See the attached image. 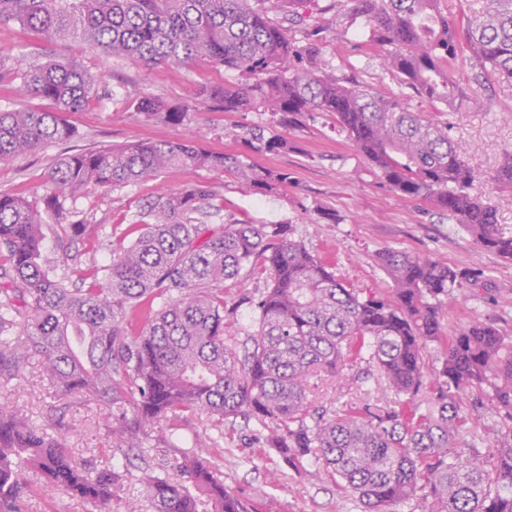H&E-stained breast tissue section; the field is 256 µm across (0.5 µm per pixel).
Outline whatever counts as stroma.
<instances>
[{
	"instance_id": "obj_1",
	"label": "stroma",
	"mask_w": 512,
	"mask_h": 512,
	"mask_svg": "<svg viewBox=\"0 0 512 512\" xmlns=\"http://www.w3.org/2000/svg\"><path fill=\"white\" fill-rule=\"evenodd\" d=\"M350 6H343L336 21L321 34L327 59L338 76L378 88L385 95L403 98L425 119L446 127L465 146L463 159L476 173L474 186L495 208L498 225L512 235V188L492 183L503 157L512 154V81L484 70L469 51L459 52L450 64V78L461 93L456 110L407 94L400 80L384 73L376 58L362 49L361 22L351 21ZM35 62L64 56L76 58L91 74L101 76L98 97L85 108L69 113L77 135L75 149L121 146L137 141L196 139L203 147L230 154L246 153L259 166L287 169L292 182L276 193L245 192L229 173L189 167L176 176L165 174L118 190L96 192L68 202L71 211L84 215L91 237L102 239L96 252H78L66 260V268L86 263H107L113 245L131 241L133 215L145 204L173 188L210 186L226 215L249 224H290L307 247L331 262L339 278L363 294L387 293L390 280L376 264L382 248L408 253H428L449 266L471 275L458 299L443 308L444 333H453L469 321L493 322L504 335L512 336V263L481 249L461 226L439 214L424 200H409L384 182L381 173L361 156L337 126L333 116L317 112L285 131L291 147L280 153L246 151L236 133L244 127L265 126L271 121L261 112H221L210 104H197L186 126L146 120L134 102L150 94L169 103L189 100L201 85L238 84L237 73L199 60L182 66L145 67L124 57H108L78 39L44 42L16 23L0 24V107L43 109L46 101L18 96L17 80L9 70L17 55ZM64 152L55 145L24 154L0 166V192L39 200L45 177ZM335 212V221L322 211ZM266 287L262 272H242L224 284V321L230 344L243 351L249 335L258 328L255 303ZM350 382L337 388L327 378L311 382L313 405L336 410L368 396L391 401L376 377H361L350 370ZM0 405L8 407L30 425L48 432H64L66 446L79 463L126 471L127 477L112 501V512H124L127 501H145L146 491L137 476L145 464H156L159 449L169 435L158 424L139 452L129 451L113 440L106 428L108 407L98 397L66 394L42 367L40 355H31L14 377L0 378ZM179 445L190 450L193 438L209 443L207 459L225 487L254 506V512H365L357 495L341 488L325 465L313 459L290 466L266 442L267 428L257 420L236 419L216 431L209 415L182 421ZM20 478L33 486L23 512H98L94 504L56 492L41 491L38 474L22 469Z\"/></svg>"
}]
</instances>
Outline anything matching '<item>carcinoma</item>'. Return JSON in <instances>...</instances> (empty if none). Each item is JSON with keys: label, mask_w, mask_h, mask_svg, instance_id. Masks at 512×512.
<instances>
[{"label": "carcinoma", "mask_w": 512, "mask_h": 512, "mask_svg": "<svg viewBox=\"0 0 512 512\" xmlns=\"http://www.w3.org/2000/svg\"><path fill=\"white\" fill-rule=\"evenodd\" d=\"M266 0H0V23L16 22L47 41L79 38L113 57L146 66L204 57L250 79L243 86L201 85L194 100L225 112L257 110L288 125L309 112L336 117L357 151L401 196L429 201L455 219L482 249L512 262V236L472 193L474 171L448 128L426 120L399 98L336 75L318 31L300 40L273 20ZM381 68L415 94L454 108L458 92L445 65L460 44L437 0H354ZM466 46L490 73L512 80V0H485L465 22ZM18 92L53 111L0 109V163L73 140L63 118L98 94L101 78L73 58L21 66ZM148 120L185 125L189 102L151 95L135 102ZM250 149L288 150V139L255 127L236 134ZM187 167L230 172L248 189L276 192L291 183L285 169L260 168L244 155L208 151L192 138L67 153L48 174L41 205L0 192V377L14 376L28 356L64 391L90 392L110 407L112 435L144 447L155 425L206 414L219 428L231 418L266 425L267 441L290 463L323 462L367 512L417 499L424 512H512V336L473 320L452 335L440 311L463 276L429 254L392 248L376 253L391 296H360L331 264L311 252L290 224L271 230L230 216L205 185L170 190L136 214L135 239L112 249L106 265L90 263L73 285L58 260L82 238L85 220H70L67 200L118 189ZM245 269L268 275L257 302L258 330L238 354L224 336V282ZM145 307L135 336L124 321ZM446 346L425 412V353ZM376 372L395 404L362 399L340 412L312 407L309 379L344 378L360 363ZM510 423L487 456L458 447L470 417L466 401ZM197 451L162 454L140 470L152 512H247L224 487L199 440ZM24 467L43 489L61 491L112 512L126 474L75 463L64 439L29 427L0 406V512H21Z\"/></svg>", "instance_id": "1"}]
</instances>
